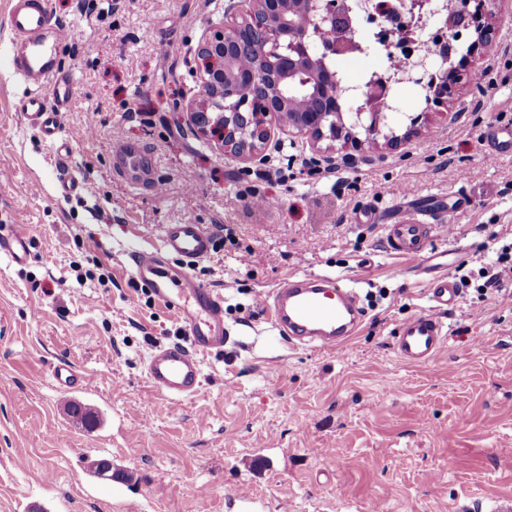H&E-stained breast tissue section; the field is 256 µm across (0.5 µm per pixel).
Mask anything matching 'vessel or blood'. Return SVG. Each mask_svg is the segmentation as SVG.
I'll return each instance as SVG.
<instances>
[{"label":"vessel or blood","instance_id":"obj_1","mask_svg":"<svg viewBox=\"0 0 512 512\" xmlns=\"http://www.w3.org/2000/svg\"><path fill=\"white\" fill-rule=\"evenodd\" d=\"M8 24L13 34L11 66L31 88L24 104L26 116L58 158H65L68 141L62 135L61 117L71 100L73 83L56 60L68 32L51 24L47 0H11ZM46 87L52 94L48 100L41 94ZM112 158L131 170L139 184L152 192L160 191V183L138 148L114 139ZM384 230L389 252L417 262L434 238L448 233L449 227L407 218L385 225ZM210 248L211 236L201 225L170 224L159 247L132 257L138 286L175 310L184 330V341L158 347L145 366L153 391L175 401L199 390L201 355L223 350L231 340L224 326L223 296L189 273L190 266ZM0 254L15 264L26 263L29 251L25 233L15 230L0 236ZM428 288L431 309L401 322L392 338L396 355L410 364H430L445 348L448 336L443 317L459 296L458 282L445 272L432 277ZM260 304L269 310L282 339L294 346L344 349L364 319L356 290L327 276H289L270 296L261 297ZM52 374L61 389L85 390L90 385L88 377L65 362L54 366Z\"/></svg>","mask_w":512,"mask_h":512}]
</instances>
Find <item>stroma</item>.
<instances>
[{
    "label": "stroma",
    "instance_id": "obj_1",
    "mask_svg": "<svg viewBox=\"0 0 512 512\" xmlns=\"http://www.w3.org/2000/svg\"><path fill=\"white\" fill-rule=\"evenodd\" d=\"M8 2L0 232L22 225L30 257L0 255V512H490L512 496V296L476 291L480 268L512 242V154L487 162L485 137L512 127V0L494 19L497 44L466 63L447 102L429 107L423 86L395 85L382 130L400 135L420 119L399 150L315 144L273 118L259 167L194 135L183 110L200 91L199 38L225 0H49L52 23L72 32L58 58L74 85L63 162L22 110L29 91L9 62ZM117 130L151 158L164 193L114 171ZM64 173L81 192H59ZM252 188L278 206L252 209ZM366 209L401 219L425 210L454 227L424 259L468 280L431 364L392 349L396 326L431 306L427 277L386 250L382 225L359 223ZM169 224L210 233L191 274L223 295L238 338L203 357L202 385L183 401L147 381L149 355L183 332L174 311L137 294L131 261ZM300 274L357 290L365 319L344 350L286 343L258 306ZM62 361L91 378V392L58 390L51 372ZM73 402L94 407L95 422L72 415ZM100 458L115 479L90 474ZM240 484L250 500L230 497Z\"/></svg>",
    "mask_w": 512,
    "mask_h": 512
}]
</instances>
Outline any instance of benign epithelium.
<instances>
[{
    "label": "benign epithelium",
    "mask_w": 512,
    "mask_h": 512,
    "mask_svg": "<svg viewBox=\"0 0 512 512\" xmlns=\"http://www.w3.org/2000/svg\"><path fill=\"white\" fill-rule=\"evenodd\" d=\"M499 2L466 0L461 10L452 6V0L388 4L389 26L377 35L383 40L399 35L404 62L389 77H376L375 90L363 92L351 104L339 94L331 66L333 57L358 50L353 38L356 19L345 0H228L224 19L198 41L202 95L185 112L196 131L216 135L224 153L247 164L266 161L271 116L316 141L352 143V130L360 126L367 138L381 137L387 149L395 150L402 140L382 132L383 112L376 99L386 98L390 83L404 81L425 85L428 104L448 96L460 80L456 67L448 64V35L470 32L474 40L469 53L492 46L498 36L492 18ZM442 12L446 16L429 38L416 36L415 18ZM231 56L251 63L235 79L224 68ZM430 71L433 81L427 83Z\"/></svg>",
    "instance_id": "benign-epithelium-1"
}]
</instances>
